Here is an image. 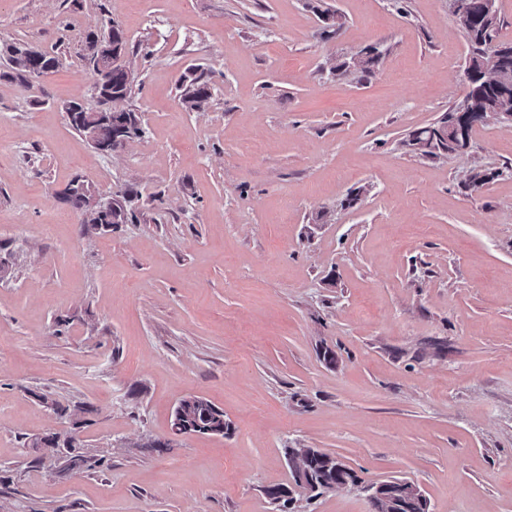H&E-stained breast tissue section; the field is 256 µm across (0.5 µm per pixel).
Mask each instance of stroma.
Wrapping results in <instances>:
<instances>
[{
  "instance_id": "35a3bbf8",
  "label": "stroma",
  "mask_w": 512,
  "mask_h": 512,
  "mask_svg": "<svg viewBox=\"0 0 512 512\" xmlns=\"http://www.w3.org/2000/svg\"><path fill=\"white\" fill-rule=\"evenodd\" d=\"M111 19L144 133L105 154L63 106H95ZM15 42L62 65L24 87L0 56V512H279L303 446L359 482L286 512H370L394 477L430 512H512V128L402 145L463 92L448 0H0ZM371 45V74L331 75ZM77 177L133 220L84 231ZM190 396L229 431L171 438ZM68 432L92 468L35 445ZM179 102L188 112L203 111L211 97L210 86L203 73L180 82Z\"/></svg>"
}]
</instances>
